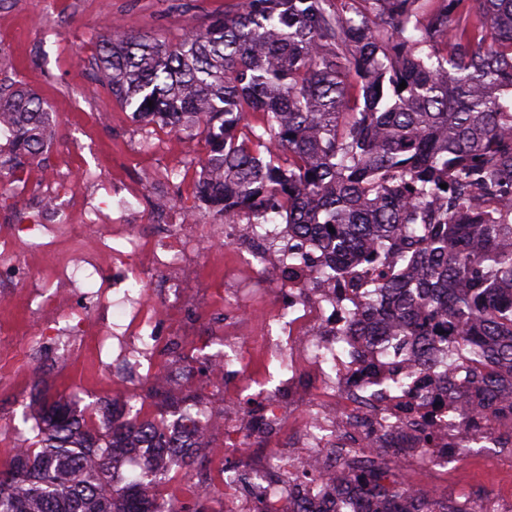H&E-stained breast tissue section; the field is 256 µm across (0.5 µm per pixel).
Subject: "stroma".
Wrapping results in <instances>:
<instances>
[{
    "instance_id": "stroma-1",
    "label": "stroma",
    "mask_w": 512,
    "mask_h": 512,
    "mask_svg": "<svg viewBox=\"0 0 512 512\" xmlns=\"http://www.w3.org/2000/svg\"><path fill=\"white\" fill-rule=\"evenodd\" d=\"M229 0H0V73L21 80L46 101L58 136L40 164L31 166L32 181L50 169L72 179L99 174L97 201L116 207L114 180L146 184L159 171L188 167L198 178L209 146L201 137L148 124L116 102L98 63L101 39L110 22L168 42L205 28L222 15ZM32 319L16 313L0 319V352L18 351L14 360L0 359V466L14 454L12 433H34L39 409L31 401L33 386L96 408L122 388L102 374L91 343L64 366L56 365L50 348L35 344ZM512 459L492 456L459 459L448 474L421 479L424 491L442 497L462 489L471 504L492 506L512 495L505 473Z\"/></svg>"
}]
</instances>
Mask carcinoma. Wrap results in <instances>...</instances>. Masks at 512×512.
Returning <instances> with one entry per match:
<instances>
[{
	"label": "carcinoma",
	"mask_w": 512,
	"mask_h": 512,
	"mask_svg": "<svg viewBox=\"0 0 512 512\" xmlns=\"http://www.w3.org/2000/svg\"><path fill=\"white\" fill-rule=\"evenodd\" d=\"M99 64L141 120L204 137L208 209L278 220L346 272L338 292L371 289L349 335L371 346L401 332L425 371L434 337L454 336L435 388L455 393L462 360L477 412L512 415V0H233L174 44L115 27ZM52 129L42 99L0 79L1 190ZM32 401L36 440L0 469V512H175L153 492L151 461L127 477L112 451L185 439L162 444L153 420L115 412L96 430L64 396ZM342 490L355 512L436 505L421 489L407 504L378 467L351 471Z\"/></svg>",
	"instance_id": "1"
}]
</instances>
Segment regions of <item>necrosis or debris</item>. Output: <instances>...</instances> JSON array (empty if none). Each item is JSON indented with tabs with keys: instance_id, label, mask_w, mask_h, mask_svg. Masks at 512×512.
<instances>
[{
	"instance_id": "4bbe7bcc",
	"label": "necrosis or debris",
	"mask_w": 512,
	"mask_h": 512,
	"mask_svg": "<svg viewBox=\"0 0 512 512\" xmlns=\"http://www.w3.org/2000/svg\"><path fill=\"white\" fill-rule=\"evenodd\" d=\"M37 199L49 226L48 241L37 248L55 278L50 289L23 293L30 273L17 261L25 241L19 219H12L0 230V316L26 303L41 322L44 344L64 360L77 357L85 337L93 336L98 366L126 385L114 403L125 417L141 408L137 382L173 393L188 350L200 352L210 390L196 405L164 410L163 433L188 437L200 455L219 437L225 455L245 453L250 482L240 483L237 469L225 467L224 512H286L292 503L310 512H352L350 497L336 494L337 478L350 469L373 461L390 481L404 472H444L449 460L499 447L512 435V419L461 424L459 414L474 398L467 369L456 372L458 397L425 399L408 382L417 364L405 337L366 348L349 336L350 299L331 287L309 286L312 272L301 256L310 244L294 241L290 260L270 248L272 238L287 236V225L202 224L195 211L163 206L144 237L126 231L135 220L132 208L105 212L70 179L43 182ZM88 219L97 234L82 229ZM62 239L70 254L57 250ZM221 242L235 249L245 272L227 277L223 316L202 340L199 260L208 245ZM74 252L87 262L111 255L110 294L75 299ZM158 270L165 276L156 281ZM257 272L279 297L276 312L254 299L249 277ZM79 303L95 311L111 303L121 307L122 317L95 333L85 318L69 323ZM162 357L168 367H159Z\"/></svg>"
}]
</instances>
